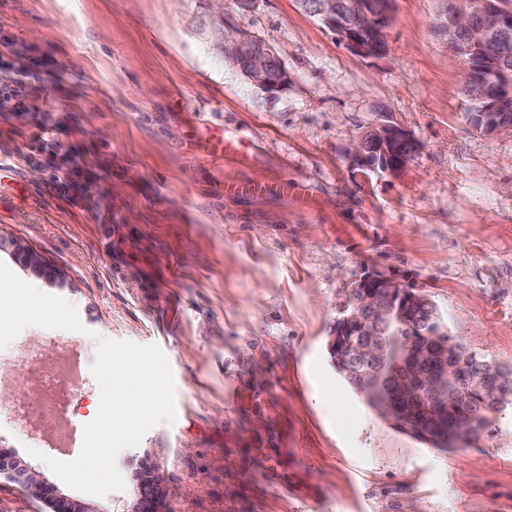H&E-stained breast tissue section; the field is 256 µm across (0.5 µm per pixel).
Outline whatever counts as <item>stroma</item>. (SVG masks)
<instances>
[{"instance_id": "stroma-1", "label": "stroma", "mask_w": 512, "mask_h": 512, "mask_svg": "<svg viewBox=\"0 0 512 512\" xmlns=\"http://www.w3.org/2000/svg\"><path fill=\"white\" fill-rule=\"evenodd\" d=\"M438 0H393L387 47L349 51L297 0H224L272 46L270 94L212 44L207 0H0V57L39 75L0 112V239L60 268L82 331L29 326L0 360L60 347L90 369L101 338L157 345L176 419L121 450L125 488L49 485L96 512H131L143 463L161 512H512V408L442 452L380 417L337 374L329 329L367 269L428 297L448 332L512 367V132L464 119V62L434 26ZM391 117L418 144L363 175L351 141ZM44 121L58 148L30 154ZM238 139L216 155L211 133ZM80 165L75 186L50 177ZM238 184L227 191L226 182ZM0 418V449L74 458L52 421Z\"/></svg>"}]
</instances>
